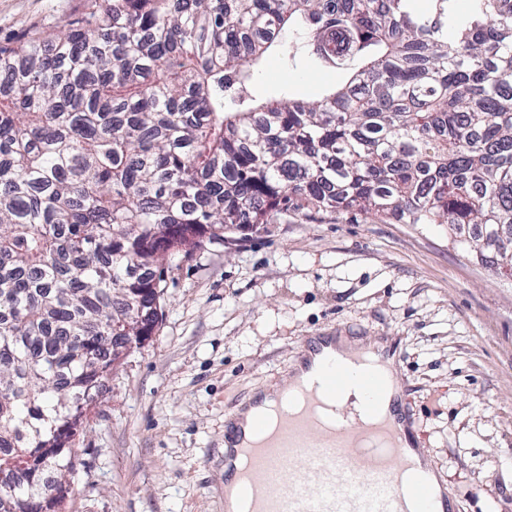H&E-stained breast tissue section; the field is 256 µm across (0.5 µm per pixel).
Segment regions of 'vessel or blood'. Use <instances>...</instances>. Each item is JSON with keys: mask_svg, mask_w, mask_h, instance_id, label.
<instances>
[{"mask_svg": "<svg viewBox=\"0 0 512 512\" xmlns=\"http://www.w3.org/2000/svg\"><path fill=\"white\" fill-rule=\"evenodd\" d=\"M387 374L369 354L325 358L281 387L248 429L224 417L225 512H448L445 492L382 417Z\"/></svg>", "mask_w": 512, "mask_h": 512, "instance_id": "b4317fda", "label": "vessel or blood"}]
</instances>
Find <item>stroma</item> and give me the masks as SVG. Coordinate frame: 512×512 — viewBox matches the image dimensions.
Wrapping results in <instances>:
<instances>
[{"label": "stroma", "mask_w": 512, "mask_h": 512, "mask_svg": "<svg viewBox=\"0 0 512 512\" xmlns=\"http://www.w3.org/2000/svg\"><path fill=\"white\" fill-rule=\"evenodd\" d=\"M87 0H0V45ZM155 333L92 405L63 512H224V413L286 385L312 336L387 343L454 512H512V280L443 224L282 214L182 254Z\"/></svg>", "instance_id": "obj_1"}]
</instances>
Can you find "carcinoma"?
Wrapping results in <instances>:
<instances>
[{"instance_id": "1", "label": "carcinoma", "mask_w": 512, "mask_h": 512, "mask_svg": "<svg viewBox=\"0 0 512 512\" xmlns=\"http://www.w3.org/2000/svg\"><path fill=\"white\" fill-rule=\"evenodd\" d=\"M270 57L340 80L254 87ZM446 224L512 272V0H91L0 46V481L70 443L165 264L278 214ZM63 448L47 468L49 448ZM57 476H47L48 470Z\"/></svg>"}]
</instances>
